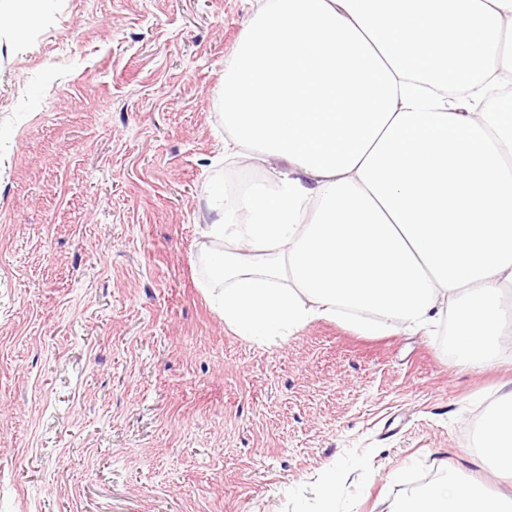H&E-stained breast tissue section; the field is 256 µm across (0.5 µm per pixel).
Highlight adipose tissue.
I'll use <instances>...</instances> for the list:
<instances>
[{"mask_svg":"<svg viewBox=\"0 0 512 512\" xmlns=\"http://www.w3.org/2000/svg\"><path fill=\"white\" fill-rule=\"evenodd\" d=\"M220 107L225 161L264 168L207 190L226 327L271 346L315 320L430 336L448 319L459 361L512 362V0H258ZM477 446L512 479V385ZM392 512L512 496L449 476Z\"/></svg>","mask_w":512,"mask_h":512,"instance_id":"obj_1","label":"adipose tissue"}]
</instances>
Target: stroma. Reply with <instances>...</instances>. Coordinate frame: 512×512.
I'll return each instance as SVG.
<instances>
[{
    "instance_id": "1",
    "label": "stroma",
    "mask_w": 512,
    "mask_h": 512,
    "mask_svg": "<svg viewBox=\"0 0 512 512\" xmlns=\"http://www.w3.org/2000/svg\"><path fill=\"white\" fill-rule=\"evenodd\" d=\"M255 0H41L0 31V512H390L454 469L512 364L447 326L275 346L207 297L224 65Z\"/></svg>"
}]
</instances>
